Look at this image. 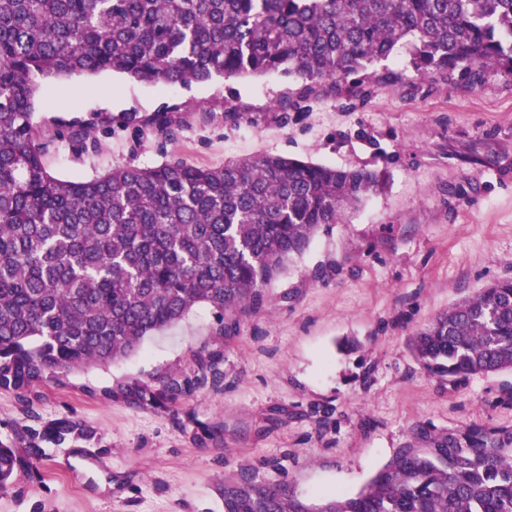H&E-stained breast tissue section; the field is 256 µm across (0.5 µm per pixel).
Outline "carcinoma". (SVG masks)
Instances as JSON below:
<instances>
[{"mask_svg": "<svg viewBox=\"0 0 512 512\" xmlns=\"http://www.w3.org/2000/svg\"><path fill=\"white\" fill-rule=\"evenodd\" d=\"M401 48L413 78L512 77V0H0V389L127 358L198 304L236 333L316 232L379 186L369 170L270 154L59 179L35 142V77L279 73L341 89ZM410 348L450 382L511 371L512 278L449 306ZM502 444L420 428L358 493L318 504L242 468L224 478V512H512ZM18 465L0 443L1 488Z\"/></svg>", "mask_w": 512, "mask_h": 512, "instance_id": "obj_1", "label": "carcinoma"}]
</instances>
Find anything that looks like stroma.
I'll return each mask as SVG.
<instances>
[{
    "label": "stroma",
    "mask_w": 512,
    "mask_h": 512,
    "mask_svg": "<svg viewBox=\"0 0 512 512\" xmlns=\"http://www.w3.org/2000/svg\"><path fill=\"white\" fill-rule=\"evenodd\" d=\"M401 71L388 61L366 98L277 74L39 80L32 122L61 179L280 154L365 168L380 187L313 237L235 335L200 304L126 359L0 390V441L22 462L0 512H224L242 467L317 502L357 492L416 427L512 435V372L452 384L408 347L448 305L512 277V79L473 91ZM85 127L95 142L63 136ZM174 375L192 387L141 404L137 386ZM62 423L73 435L44 443Z\"/></svg>",
    "instance_id": "obj_1"
}]
</instances>
